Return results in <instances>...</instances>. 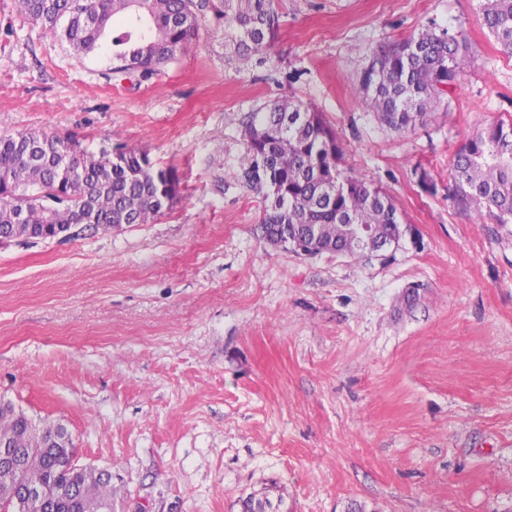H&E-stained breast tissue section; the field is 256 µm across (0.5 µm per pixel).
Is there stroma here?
Listing matches in <instances>:
<instances>
[{"label": "stroma", "instance_id": "obj_1", "mask_svg": "<svg viewBox=\"0 0 512 512\" xmlns=\"http://www.w3.org/2000/svg\"><path fill=\"white\" fill-rule=\"evenodd\" d=\"M275 5L262 64H226L206 27L150 80L116 81L0 0V135L140 149L179 178L154 223L0 245V398L111 473L112 512H241L264 491L288 512H506L512 224L461 205L449 169L512 123V55L480 0ZM433 25L464 33L469 65L449 105L385 131L351 93L365 50ZM289 97L409 226L387 257L263 240L239 119Z\"/></svg>", "mask_w": 512, "mask_h": 512}]
</instances>
